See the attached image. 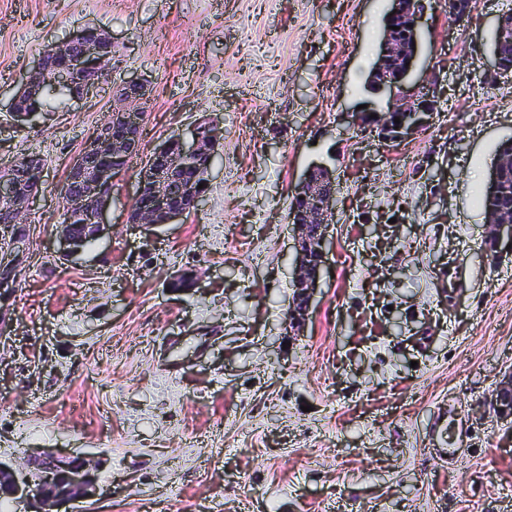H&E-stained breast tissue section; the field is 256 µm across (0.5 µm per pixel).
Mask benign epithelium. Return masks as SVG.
I'll return each mask as SVG.
<instances>
[{
    "label": "benign epithelium",
    "instance_id": "benign-epithelium-1",
    "mask_svg": "<svg viewBox=\"0 0 512 512\" xmlns=\"http://www.w3.org/2000/svg\"><path fill=\"white\" fill-rule=\"evenodd\" d=\"M424 12L413 7V0H394L389 20L392 28L385 29L382 50L373 69L371 86L376 91L390 92L400 88L412 69L419 39V20ZM112 41L101 30L87 28L68 42L54 46L40 56L37 70L22 83L24 88L53 85L69 87L72 97L80 99L99 85L87 75L88 60L97 59L101 72L109 74ZM494 72H512V62L502 58L498 38L491 43ZM409 95L403 102L377 115L370 132L386 145H395L405 138L427 128L428 120L436 110L431 87ZM149 97L145 81L131 80L120 85L108 121L89 139L72 159L67 183L74 194L72 205L81 211L92 209L96 226L104 225V211L112 198L113 170L102 163L107 154H120L129 159L141 150V129L144 112L134 104ZM400 122H394L395 118ZM211 141L199 128L191 132V141L173 137L159 145L149 155L136 176L135 205L128 221L132 224L158 226L170 224L196 209L202 196L190 183L180 178L186 164L209 152ZM324 166L307 170L295 186L297 199L288 214V223L295 232L293 259V293L288 306V326L298 329L305 322L312 307L315 289L321 279L326 259L328 228L333 224L336 203V181L323 182L320 174ZM512 175V154L499 156L491 166L486 190L496 196L502 187L503 175ZM38 191L22 189L11 171L0 173V202L7 203L15 221L22 222V209L37 197ZM488 251L495 255L504 242L512 244V222L502 221L497 214L486 215ZM0 243L14 254L25 250L23 238L0 227ZM493 407L504 418H512V372L504 376L492 398ZM100 462L84 455H61L52 450H32L24 453L22 462L15 465L0 459V489H4L11 503L27 501L32 512H62L73 503L96 501L99 496L97 471Z\"/></svg>",
    "mask_w": 512,
    "mask_h": 512
}]
</instances>
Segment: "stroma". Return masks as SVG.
<instances>
[{
  "label": "stroma",
  "mask_w": 512,
  "mask_h": 512,
  "mask_svg": "<svg viewBox=\"0 0 512 512\" xmlns=\"http://www.w3.org/2000/svg\"><path fill=\"white\" fill-rule=\"evenodd\" d=\"M413 92L430 126L396 147L353 126L393 0H0V167L45 161L20 285L0 303V457L104 458L94 508L70 512H512V250L487 255L481 193L512 138V76L493 75L512 0L449 21L424 0ZM112 39L110 82L32 127L9 104L45 46ZM148 81L142 146L218 124L198 210L131 224L134 174L106 248L60 250V189L112 87ZM337 182L313 309L288 328L291 194ZM197 276L175 290L176 271ZM491 401L500 416L512 418V372L504 376Z\"/></svg>",
  "instance_id": "obj_1"
}]
</instances>
